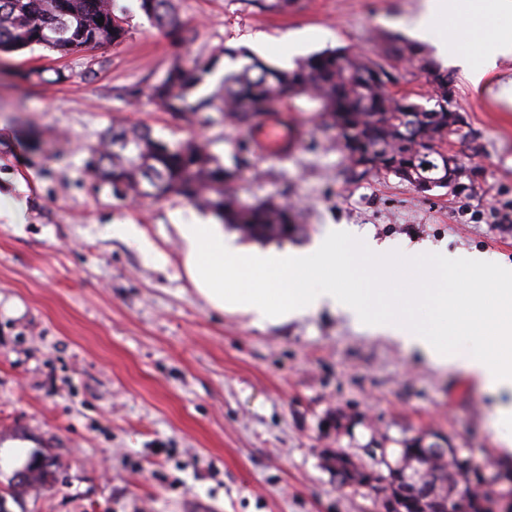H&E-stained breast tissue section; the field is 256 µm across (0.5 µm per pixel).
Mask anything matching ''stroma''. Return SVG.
Returning a JSON list of instances; mask_svg holds the SVG:
<instances>
[{
  "label": "stroma",
  "instance_id": "1",
  "mask_svg": "<svg viewBox=\"0 0 512 512\" xmlns=\"http://www.w3.org/2000/svg\"><path fill=\"white\" fill-rule=\"evenodd\" d=\"M176 0L190 41L163 36L121 0L129 37L64 59L37 47L0 57V194L24 203V223L0 217V489L38 453L59 462L11 512H374L364 490H341L323 451H394L422 436L472 449L481 462L512 455L493 424L512 395L459 365L429 363L400 342L323 309L253 325L212 309L184 270L176 227L212 223L184 200H119L87 173L89 150L112 122L154 136L196 137L229 168L231 194L288 200L305 234L336 225L355 236L441 251H477L512 264V104L497 96L512 55L487 68L479 43L452 67L464 119L451 148L474 192H418L383 172L354 176L335 130L306 98L288 107L302 139L288 157L252 154L232 124L199 129L148 96L174 62L213 64L226 50L283 66L325 49L372 58L400 37L435 56L458 32L455 13L426 33L402 21L421 0ZM390 90L424 102L418 62L392 59ZM134 224L152 244L113 235Z\"/></svg>",
  "mask_w": 512,
  "mask_h": 512
}]
</instances>
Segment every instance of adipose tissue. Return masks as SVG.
I'll use <instances>...</instances> for the list:
<instances>
[{"mask_svg":"<svg viewBox=\"0 0 512 512\" xmlns=\"http://www.w3.org/2000/svg\"><path fill=\"white\" fill-rule=\"evenodd\" d=\"M177 232L186 274L214 308L249 315L257 323H281L324 307L338 309L357 323L376 325L434 364L458 363L479 372L493 388L512 389V266L492 264L474 253L443 251L428 260L394 243L348 234H327L300 252L232 245L217 224H181ZM343 244L349 245L353 261L375 260L377 288H340L332 274L310 284L319 268H335ZM395 262L411 271L426 265L443 273L463 267L471 279L457 296L428 282L418 288H391L388 269ZM423 308L438 319L433 331L420 328L413 318ZM450 334L463 337L464 347L447 343Z\"/></svg>","mask_w":512,"mask_h":512,"instance_id":"adipose-tissue-1","label":"adipose tissue"}]
</instances>
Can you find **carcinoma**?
Masks as SVG:
<instances>
[{"instance_id": "cac0c4a2", "label": "carcinoma", "mask_w": 512, "mask_h": 512, "mask_svg": "<svg viewBox=\"0 0 512 512\" xmlns=\"http://www.w3.org/2000/svg\"><path fill=\"white\" fill-rule=\"evenodd\" d=\"M139 8L161 33L185 41L188 25L176 12L174 0H139ZM123 12L118 0H0V52L38 46L65 58L118 46L127 37ZM100 17L104 18L101 24L96 22ZM381 54L386 60L407 54L432 67L433 106L388 94L386 87L395 78L387 66L372 59H357L344 48L314 53L288 70L251 57L240 70L224 74L213 91L201 95L197 91L212 74V64L198 59L188 65L177 63L149 87V92L173 117L200 128L226 121L253 126L276 105L302 96L316 101L319 111L327 114L335 127L357 125L361 117H369L371 121L363 124L359 137L346 142L344 150L352 158L373 156L377 169H388L387 162L392 159L397 166L388 169L390 173L428 191L446 174L443 150L448 136L442 131L448 130L453 77L436 62L425 59L421 46L397 37L385 42ZM403 110L436 116L434 128L421 129L427 143L420 151L409 148L394 123L396 113ZM88 170L96 181L110 186L117 198L128 194L150 201L179 197L249 240L280 243L304 233L288 203L265 200L244 204L230 194L227 186L238 169L225 167L207 144L195 139L163 141L147 127L114 124L92 149ZM439 447L437 442L411 440L404 443L393 463L386 460V452L380 453L378 464L387 468L405 464L429 470L431 493L420 501L397 492L390 508L385 498L377 496L373 499L377 512H421V502L426 512L446 505L453 512H491L486 504L492 498L489 489L493 484L486 479L481 463L463 470L455 457L465 449L450 444L447 455H433V449ZM329 462L340 484L350 482L372 492L387 478L382 470L361 464L344 452L336 453ZM56 467L52 461L31 460L23 476L14 479L12 490L0 493V500L46 484Z\"/></svg>"}]
</instances>
